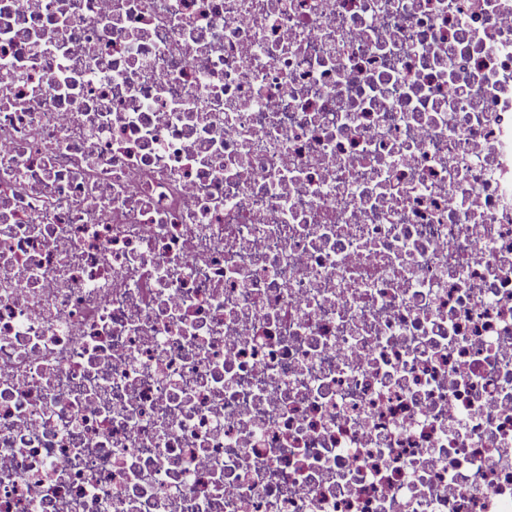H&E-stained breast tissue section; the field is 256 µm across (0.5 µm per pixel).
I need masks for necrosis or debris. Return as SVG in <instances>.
<instances>
[{
  "mask_svg": "<svg viewBox=\"0 0 512 512\" xmlns=\"http://www.w3.org/2000/svg\"><path fill=\"white\" fill-rule=\"evenodd\" d=\"M0 512H512V0H0Z\"/></svg>",
  "mask_w": 512,
  "mask_h": 512,
  "instance_id": "obj_1",
  "label": "necrosis or debris"
}]
</instances>
